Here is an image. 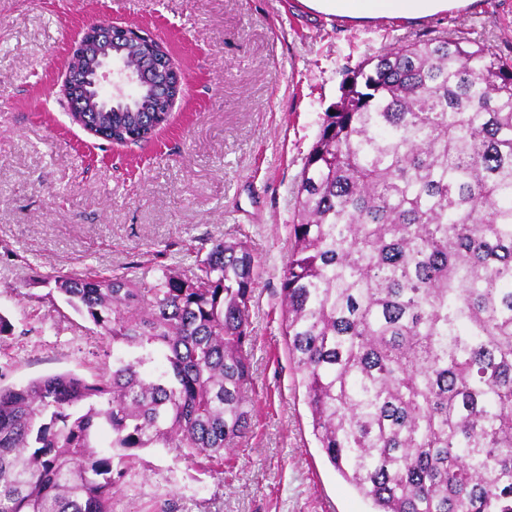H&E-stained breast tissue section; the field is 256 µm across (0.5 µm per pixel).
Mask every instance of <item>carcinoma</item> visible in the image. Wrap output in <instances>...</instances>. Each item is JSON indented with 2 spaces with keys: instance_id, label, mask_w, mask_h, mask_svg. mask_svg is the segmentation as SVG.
<instances>
[{
  "instance_id": "cac0c4a2",
  "label": "carcinoma",
  "mask_w": 512,
  "mask_h": 512,
  "mask_svg": "<svg viewBox=\"0 0 512 512\" xmlns=\"http://www.w3.org/2000/svg\"><path fill=\"white\" fill-rule=\"evenodd\" d=\"M156 107L145 86L82 127L147 142ZM295 194L279 294L319 448L375 512H512V55L448 35L364 59ZM200 252L152 284L41 277L130 355L0 386V512H112L130 450L222 460L250 432L254 257Z\"/></svg>"
}]
</instances>
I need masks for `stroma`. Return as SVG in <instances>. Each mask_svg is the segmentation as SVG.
Here are the masks:
<instances>
[{
	"mask_svg": "<svg viewBox=\"0 0 512 512\" xmlns=\"http://www.w3.org/2000/svg\"><path fill=\"white\" fill-rule=\"evenodd\" d=\"M148 27L187 78L169 124L115 146L63 112L58 83L83 24ZM460 35L512 54V0L359 23L303 0H0V385L92 378L103 339L43 275L58 268L153 281L187 247L242 240L256 258L250 308L251 432L199 468L136 450L113 512H373L329 464L288 360L280 279L295 184L348 70L399 41Z\"/></svg>",
	"mask_w": 512,
	"mask_h": 512,
	"instance_id": "35a3bbf8",
	"label": "stroma"
}]
</instances>
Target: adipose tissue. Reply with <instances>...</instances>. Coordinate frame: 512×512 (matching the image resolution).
I'll use <instances>...</instances> for the list:
<instances>
[{
	"mask_svg": "<svg viewBox=\"0 0 512 512\" xmlns=\"http://www.w3.org/2000/svg\"><path fill=\"white\" fill-rule=\"evenodd\" d=\"M320 12L351 19L373 20L380 17L420 19L448 10L466 7L471 0H306Z\"/></svg>",
	"mask_w": 512,
	"mask_h": 512,
	"instance_id": "obj_1",
	"label": "adipose tissue"
}]
</instances>
